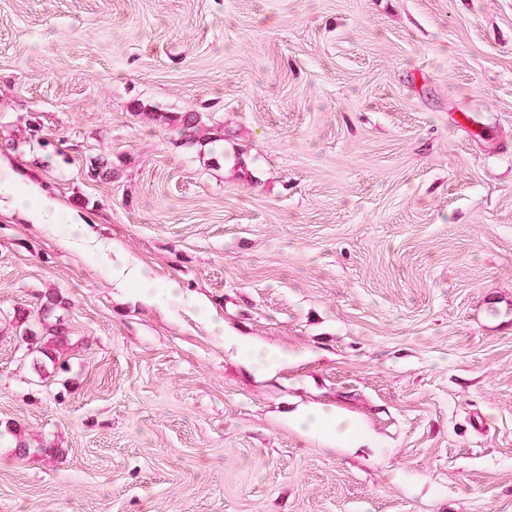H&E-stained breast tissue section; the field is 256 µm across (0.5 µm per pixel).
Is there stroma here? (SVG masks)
Listing matches in <instances>:
<instances>
[{"label":"stroma","instance_id":"1","mask_svg":"<svg viewBox=\"0 0 512 512\" xmlns=\"http://www.w3.org/2000/svg\"><path fill=\"white\" fill-rule=\"evenodd\" d=\"M0 157L178 290L0 211V512H512V0H0ZM109 264L112 268V283L117 288H130L132 293L128 295L134 301L161 306L160 289L138 264L121 256L115 261L110 260Z\"/></svg>","mask_w":512,"mask_h":512}]
</instances>
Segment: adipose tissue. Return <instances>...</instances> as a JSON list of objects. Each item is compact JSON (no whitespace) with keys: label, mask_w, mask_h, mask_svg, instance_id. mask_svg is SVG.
<instances>
[{"label":"adipose tissue","mask_w":512,"mask_h":512,"mask_svg":"<svg viewBox=\"0 0 512 512\" xmlns=\"http://www.w3.org/2000/svg\"><path fill=\"white\" fill-rule=\"evenodd\" d=\"M18 212L29 223L46 228L53 224L76 225L81 239L92 252L105 256L112 246L100 240L87 224L67 214L56 199L33 182L22 180L8 164L0 162V207ZM112 281L116 287L130 290L133 300L147 305L160 304L161 292L157 285L136 263L117 257L111 263Z\"/></svg>","instance_id":"obj_1"}]
</instances>
